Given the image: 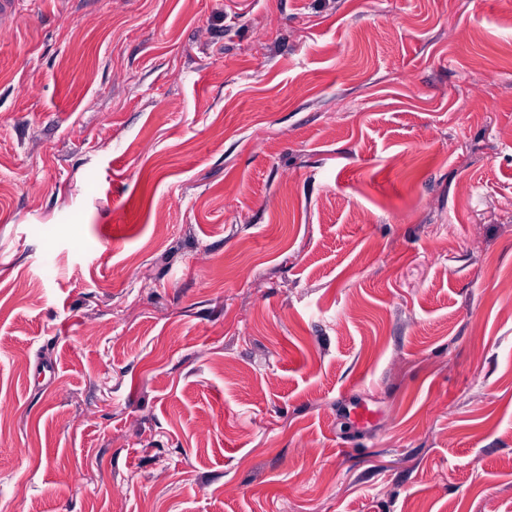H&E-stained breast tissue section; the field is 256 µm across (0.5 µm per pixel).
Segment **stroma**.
Here are the masks:
<instances>
[{
    "label": "stroma",
    "mask_w": 512,
    "mask_h": 512,
    "mask_svg": "<svg viewBox=\"0 0 512 512\" xmlns=\"http://www.w3.org/2000/svg\"><path fill=\"white\" fill-rule=\"evenodd\" d=\"M17 2L0 512H512V0Z\"/></svg>",
    "instance_id": "1"
}]
</instances>
